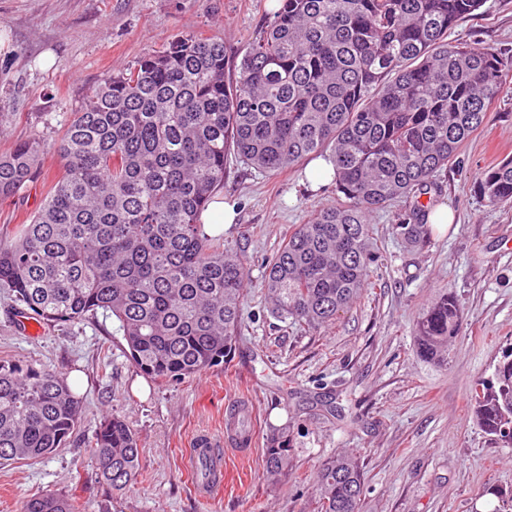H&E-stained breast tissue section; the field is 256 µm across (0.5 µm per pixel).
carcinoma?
Masks as SVG:
<instances>
[{"label":"carcinoma","mask_w":512,"mask_h":512,"mask_svg":"<svg viewBox=\"0 0 512 512\" xmlns=\"http://www.w3.org/2000/svg\"><path fill=\"white\" fill-rule=\"evenodd\" d=\"M484 3L281 0L232 79L217 36L176 39L109 76L61 136L35 133L0 154V200L33 182L45 151L62 165L29 223L0 238V284L15 314L74 325L103 312L118 322L128 359L154 379L227 362L242 328L244 260L200 216L224 190L228 155L276 174L329 149L343 200L296 226L263 287L284 322L315 330L335 321L374 286L368 216L418 199L396 230L423 245L433 201L419 198L498 98L504 54L448 43V30ZM478 187L489 204H512V158L482 171ZM462 321L455 296L435 298L415 323L417 356L445 362ZM471 407L485 433L512 446V354L474 388ZM83 414L64 375L0 361V465L55 455ZM291 453L286 429H271L269 484L288 475ZM89 456L114 490L140 475L138 439L117 415L99 421ZM364 481L358 458L324 460L316 512H359ZM21 512L81 510L46 493Z\"/></svg>","instance_id":"obj_1"}]
</instances>
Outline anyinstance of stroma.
Segmentation results:
<instances>
[{"label": "stroma", "mask_w": 512, "mask_h": 512, "mask_svg": "<svg viewBox=\"0 0 512 512\" xmlns=\"http://www.w3.org/2000/svg\"><path fill=\"white\" fill-rule=\"evenodd\" d=\"M268 0H0V152L34 133L57 136L83 98L110 74L175 39L221 37L230 60L272 22ZM451 43L491 45L512 55V0H486L460 20ZM512 158V77L456 162L437 177L434 197L457 220L421 247L395 232L412 200L371 217L374 289L335 322L314 331L276 319L263 288L265 265L286 235L335 205V187L311 193L304 166L276 175L228 160L225 198L239 218L226 246L245 258L244 325L236 357L181 381L143 375L125 354L115 320L20 332L9 291L0 287V359H23L71 375L85 402L67 448L36 462L0 465V512L28 496L61 492L82 512H314L316 475L328 457L357 454L366 483L361 512H493L497 488L512 489V447L476 423L475 383L493 379L512 351V206L486 203L475 175ZM60 163L45 153L40 175L0 201V236L36 211ZM464 312L448 361L416 354L415 321L442 293ZM247 405L254 445L222 446L224 487L209 504L193 490L188 450L196 432H224V417ZM122 416L141 454L136 483L115 492L100 483L86 447L103 415ZM292 436L293 469L270 486L262 450L271 426Z\"/></svg>", "instance_id": "stroma-1"}]
</instances>
